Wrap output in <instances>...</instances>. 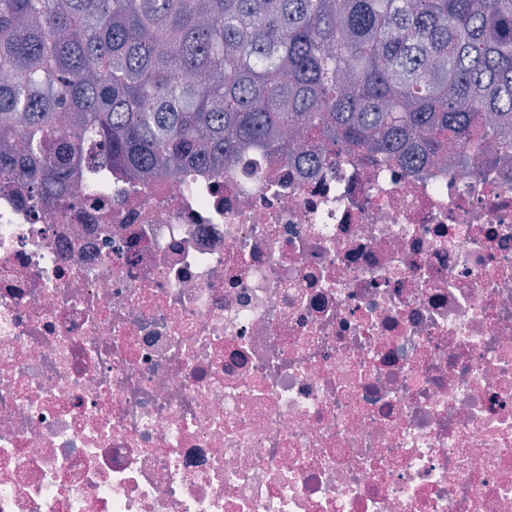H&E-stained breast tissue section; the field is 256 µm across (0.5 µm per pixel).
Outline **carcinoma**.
<instances>
[{"mask_svg":"<svg viewBox=\"0 0 512 512\" xmlns=\"http://www.w3.org/2000/svg\"><path fill=\"white\" fill-rule=\"evenodd\" d=\"M67 130L66 138L60 137ZM299 132L413 165L512 156V0H0V177L217 174Z\"/></svg>","mask_w":512,"mask_h":512,"instance_id":"obj_1","label":"carcinoma"}]
</instances>
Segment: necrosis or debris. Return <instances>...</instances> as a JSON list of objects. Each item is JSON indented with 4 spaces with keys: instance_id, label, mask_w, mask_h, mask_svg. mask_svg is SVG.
<instances>
[{
    "instance_id": "necrosis-or-debris-1",
    "label": "necrosis or debris",
    "mask_w": 512,
    "mask_h": 512,
    "mask_svg": "<svg viewBox=\"0 0 512 512\" xmlns=\"http://www.w3.org/2000/svg\"><path fill=\"white\" fill-rule=\"evenodd\" d=\"M290 150L0 181V512H512V161Z\"/></svg>"
}]
</instances>
